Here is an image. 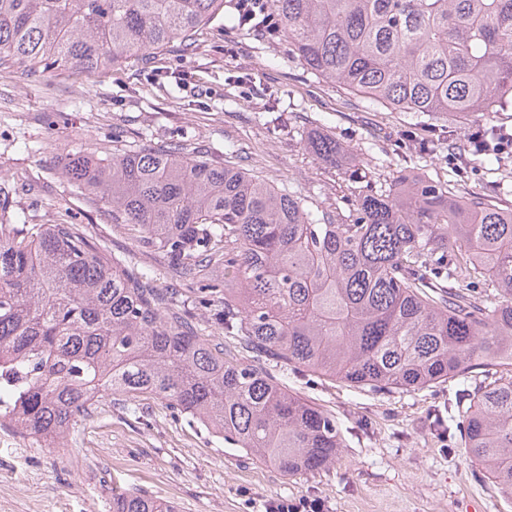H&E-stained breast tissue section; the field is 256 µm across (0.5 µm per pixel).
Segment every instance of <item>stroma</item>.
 Listing matches in <instances>:
<instances>
[{
    "instance_id": "obj_1",
    "label": "stroma",
    "mask_w": 512,
    "mask_h": 512,
    "mask_svg": "<svg viewBox=\"0 0 512 512\" xmlns=\"http://www.w3.org/2000/svg\"><path fill=\"white\" fill-rule=\"evenodd\" d=\"M405 124V114L310 74L286 40L259 42L216 20L197 30L192 52L173 42L95 77L1 69L0 182L18 185L12 205L30 223L89 225L109 255L154 269L155 287L178 289L188 319L237 354L238 340L212 323L195 289L113 223L111 206L60 181L58 161L78 150L101 154L115 132L123 150L173 143L217 162L234 144L236 164L327 206L336 172L305 144L329 134L349 149L345 169L378 193L399 171L462 179L469 195L496 181L485 169L457 174L444 152L406 157ZM279 377L335 416L343 446L334 467L289 476L228 448L165 401L115 396L97 402L59 448L0 430V512H112L116 491L147 493L178 512H265L302 499L319 501L322 512H512V495L433 429L462 383L375 394L299 370Z\"/></svg>"
}]
</instances>
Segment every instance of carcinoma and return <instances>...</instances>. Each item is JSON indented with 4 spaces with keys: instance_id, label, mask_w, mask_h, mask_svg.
I'll return each instance as SVG.
<instances>
[{
    "instance_id": "1",
    "label": "carcinoma",
    "mask_w": 512,
    "mask_h": 512,
    "mask_svg": "<svg viewBox=\"0 0 512 512\" xmlns=\"http://www.w3.org/2000/svg\"><path fill=\"white\" fill-rule=\"evenodd\" d=\"M276 24L306 70L372 105L463 120L512 110V0H272ZM224 0H0V67L64 68L88 77L175 40ZM418 157L442 143L420 129ZM335 163L323 134L307 143ZM500 134L481 130L460 165L494 167ZM55 174L112 206L143 247L162 254L237 336V358L187 328L179 297L154 272L97 246L84 224H30L0 186V401L9 425L47 446L105 396L162 398L229 447L284 474L336 462L333 415L288 392L266 366H292L373 392L415 391L505 373L458 407L467 454L512 494V194L504 180L479 197L398 175L386 193L318 203L226 161L163 146L84 151ZM210 267L224 282L206 280ZM112 512H177L141 492Z\"/></svg>"
}]
</instances>
